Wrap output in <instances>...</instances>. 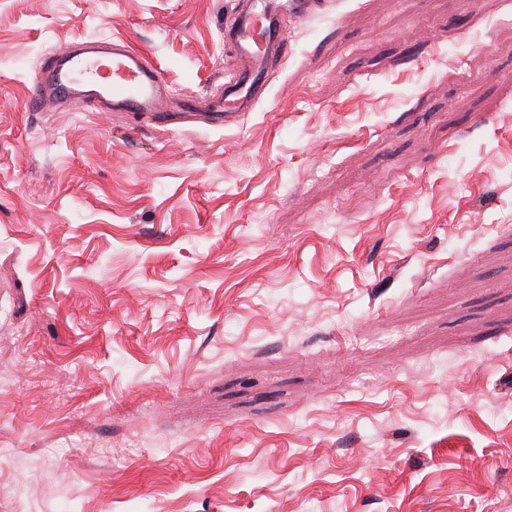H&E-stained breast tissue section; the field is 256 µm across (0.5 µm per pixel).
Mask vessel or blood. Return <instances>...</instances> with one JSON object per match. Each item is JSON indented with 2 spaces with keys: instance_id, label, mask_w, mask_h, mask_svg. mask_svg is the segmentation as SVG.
I'll use <instances>...</instances> for the list:
<instances>
[{
  "instance_id": "obj_1",
  "label": "vessel or blood",
  "mask_w": 512,
  "mask_h": 512,
  "mask_svg": "<svg viewBox=\"0 0 512 512\" xmlns=\"http://www.w3.org/2000/svg\"><path fill=\"white\" fill-rule=\"evenodd\" d=\"M317 8L316 0H234L232 18L224 25L233 66L217 96L201 100L185 94L177 105L165 104L160 67L127 41L115 40L106 45L83 43L48 59L37 71L29 103L38 110L94 101L113 112L146 113L163 124L177 110L220 126L225 118L251 111L265 95L272 63L286 57L284 18L302 22Z\"/></svg>"
}]
</instances>
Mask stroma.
Returning a JSON list of instances; mask_svg holds the SVG:
<instances>
[{
	"label": "stroma",
	"mask_w": 512,
	"mask_h": 512,
	"mask_svg": "<svg viewBox=\"0 0 512 512\" xmlns=\"http://www.w3.org/2000/svg\"><path fill=\"white\" fill-rule=\"evenodd\" d=\"M231 0H0V512H512V0H331L236 123L30 109Z\"/></svg>",
	"instance_id": "obj_1"
}]
</instances>
